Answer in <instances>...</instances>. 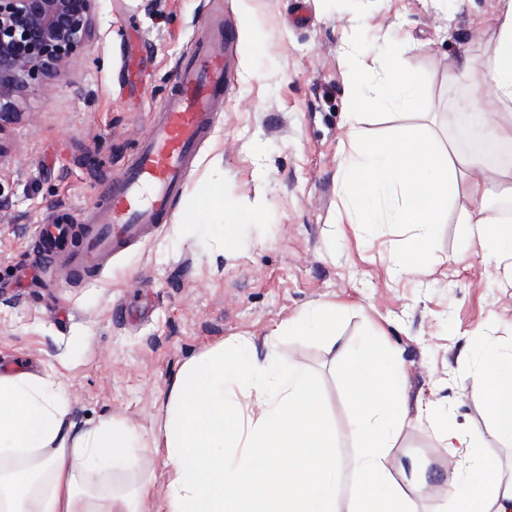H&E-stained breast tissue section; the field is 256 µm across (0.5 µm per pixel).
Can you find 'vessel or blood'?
Listing matches in <instances>:
<instances>
[{"mask_svg":"<svg viewBox=\"0 0 512 512\" xmlns=\"http://www.w3.org/2000/svg\"><path fill=\"white\" fill-rule=\"evenodd\" d=\"M233 37L221 19L205 21L162 111L153 114L137 152L105 188L103 201L83 221L62 211L53 223L39 225L42 268L63 263L73 284L95 281L114 257L152 239L171 220L202 146L221 121L215 104L224 100L231 82L224 50Z\"/></svg>","mask_w":512,"mask_h":512,"instance_id":"obj_1","label":"vessel or blood"}]
</instances>
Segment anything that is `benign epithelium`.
<instances>
[{
  "label": "benign epithelium",
  "mask_w": 512,
  "mask_h": 512,
  "mask_svg": "<svg viewBox=\"0 0 512 512\" xmlns=\"http://www.w3.org/2000/svg\"><path fill=\"white\" fill-rule=\"evenodd\" d=\"M96 0H0V127L16 94L44 85L91 39Z\"/></svg>",
  "instance_id": "1"
}]
</instances>
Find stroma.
Masks as SVG:
<instances>
[{
  "instance_id": "obj_1",
  "label": "stroma",
  "mask_w": 512,
  "mask_h": 512,
  "mask_svg": "<svg viewBox=\"0 0 512 512\" xmlns=\"http://www.w3.org/2000/svg\"><path fill=\"white\" fill-rule=\"evenodd\" d=\"M501 6L308 0L301 25L295 0H96L83 54L17 94L15 115L0 128V369L54 374L79 426L121 417L147 439L182 365L245 334L259 354L275 351L313 374L346 459L352 410L338 358L317 336L266 345L289 317L332 303L342 342L368 340L402 357L408 407L438 401L481 433L492 455L512 460L490 427L467 352L477 336L512 348V267L489 268L470 241L463 219L472 202L461 190L434 227L427 269L395 277L386 258L406 229L351 223L341 179L354 152L351 126L380 142L420 124L444 149L463 124L489 120L485 95L449 77L484 58ZM209 16L235 30L233 80L173 219L213 184L224 187L223 210L183 236L165 225L91 284L73 285L62 266L33 272L37 225L58 209L83 218L95 205L135 153ZM395 43V65L417 82V109H354L355 97L374 101L383 90L355 83L359 59H385ZM258 204L264 212L254 224ZM395 453L414 457L436 482L449 477L424 425L408 428Z\"/></svg>"
}]
</instances>
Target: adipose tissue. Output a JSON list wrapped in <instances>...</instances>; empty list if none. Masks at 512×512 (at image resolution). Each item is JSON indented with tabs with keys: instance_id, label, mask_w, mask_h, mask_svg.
<instances>
[{
	"instance_id": "adipose-tissue-1",
	"label": "adipose tissue",
	"mask_w": 512,
	"mask_h": 512,
	"mask_svg": "<svg viewBox=\"0 0 512 512\" xmlns=\"http://www.w3.org/2000/svg\"><path fill=\"white\" fill-rule=\"evenodd\" d=\"M496 38L479 65L458 80L490 89L505 113L492 128L512 144V0L495 19ZM384 78L383 102L417 106L414 79L390 61L360 69L359 81ZM476 153L441 150L415 125L381 144L360 142L347 167V194L359 223L399 224L408 236L393 262L408 275L427 261L433 226L448 212ZM335 305L321 304L272 331L320 336L338 353L357 405L350 431L357 452L336 455V435L308 370L257 359L252 337L238 336L185 362L163 403L154 451L166 466L162 486L131 487L117 475L140 468L139 433L106 418L77 429L52 375L0 374V512H421L431 488L415 468L396 463L394 448L412 420L429 423L452 477L434 512H512V467L487 454L479 435L438 402L408 412L403 359L365 342L340 343ZM473 372L499 439L512 445V351L474 339Z\"/></svg>"
}]
</instances>
